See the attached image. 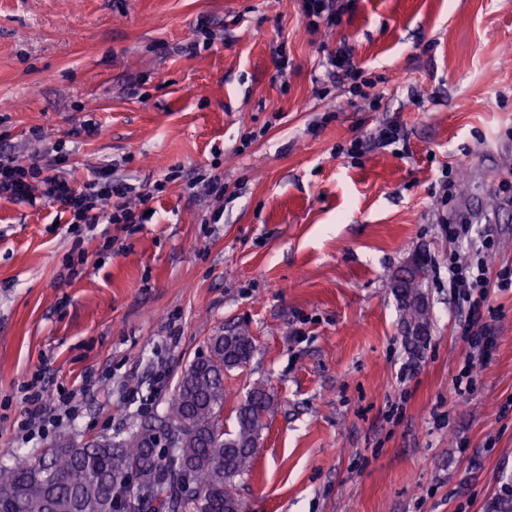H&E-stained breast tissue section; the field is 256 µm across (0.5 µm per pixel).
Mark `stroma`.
Segmentation results:
<instances>
[{
	"mask_svg": "<svg viewBox=\"0 0 512 512\" xmlns=\"http://www.w3.org/2000/svg\"><path fill=\"white\" fill-rule=\"evenodd\" d=\"M201 18L212 45L182 52ZM343 44L372 102L329 78ZM390 124L404 141L344 155ZM0 139L23 163L66 143L78 181L111 163L139 186L180 172L144 223L97 225L100 252L75 270L55 209L0 201V465L127 435L210 336L245 328L256 349L224 374L225 429L253 384L275 399L236 482L246 512H491L512 484V289L478 309L497 336L483 356L448 290L449 250L489 225L494 268L512 271V0H351L333 28L301 0H0ZM201 169L223 174V198L188 189ZM464 197L490 223L453 244L441 219ZM422 255L416 357L392 281ZM89 373L77 417L22 439L23 380L44 375L54 409Z\"/></svg>",
	"mask_w": 512,
	"mask_h": 512,
	"instance_id": "stroma-1",
	"label": "stroma"
}]
</instances>
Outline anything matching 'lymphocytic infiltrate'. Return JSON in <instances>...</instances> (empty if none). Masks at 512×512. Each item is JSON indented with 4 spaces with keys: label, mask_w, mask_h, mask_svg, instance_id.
Listing matches in <instances>:
<instances>
[{
    "label": "lymphocytic infiltrate",
    "mask_w": 512,
    "mask_h": 512,
    "mask_svg": "<svg viewBox=\"0 0 512 512\" xmlns=\"http://www.w3.org/2000/svg\"><path fill=\"white\" fill-rule=\"evenodd\" d=\"M70 153L64 145H56L53 154L41 155L34 162L23 164L13 152L0 147V199L9 202L59 205L69 212L71 233L83 235L93 231L95 224H140L143 214L137 213L129 201L137 196L134 185L113 176L111 166L96 169L83 182L66 177L64 169ZM493 244L492 232H485L482 249L467 262L456 255L448 257V288L463 302L473 298L487 299L492 289L512 288V276L496 274L489 262V249ZM24 417L19 430L25 439L44 435L54 425L48 417L44 403V390L40 378L24 382Z\"/></svg>",
    "instance_id": "obj_1"
}]
</instances>
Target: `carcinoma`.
Returning a JSON list of instances; mask_svg holds the SVG:
<instances>
[{
    "label": "carcinoma",
    "instance_id": "1",
    "mask_svg": "<svg viewBox=\"0 0 512 512\" xmlns=\"http://www.w3.org/2000/svg\"><path fill=\"white\" fill-rule=\"evenodd\" d=\"M423 277L399 281L411 353L427 346L430 313ZM255 348L243 329L209 339V351L181 372L165 413L144 417L130 435L56 443L13 466L0 465V512H244L235 480L251 472L274 398L254 384L224 430V371L246 364ZM136 478L130 491L126 479Z\"/></svg>",
    "mask_w": 512,
    "mask_h": 512
}]
</instances>
